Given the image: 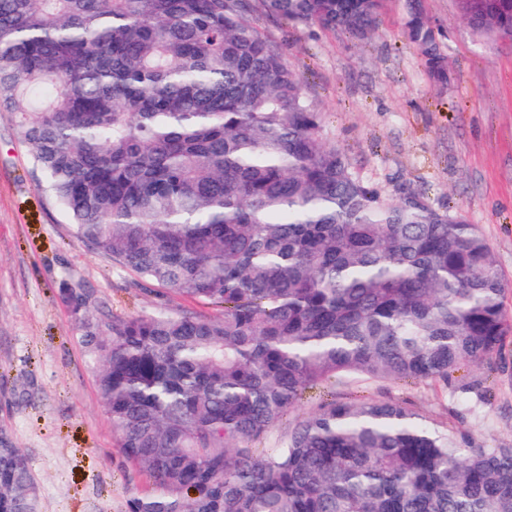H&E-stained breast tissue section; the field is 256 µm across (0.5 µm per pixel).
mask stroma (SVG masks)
Instances as JSON below:
<instances>
[{"mask_svg":"<svg viewBox=\"0 0 512 512\" xmlns=\"http://www.w3.org/2000/svg\"><path fill=\"white\" fill-rule=\"evenodd\" d=\"M448 47L450 80L433 84L401 34L405 0H386L379 30L347 34L295 28L252 0L250 19L302 76L327 141L370 185L393 196L409 185L434 206L480 227L512 280V46L479 49L456 0H425ZM43 175L0 112V424L23 448L41 512H125L149 478L122 455L62 290L93 313L128 316L153 297L134 273L78 239L40 187ZM361 395L400 401L484 446L512 444V334L481 367L448 382L378 380L306 390L267 438L276 446L296 418L323 401Z\"/></svg>","mask_w":512,"mask_h":512,"instance_id":"35a3bbf8","label":"stroma"}]
</instances>
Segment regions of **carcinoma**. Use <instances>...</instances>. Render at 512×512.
Returning a JSON list of instances; mask_svg holds the SVG:
<instances>
[{
    "label": "carcinoma",
    "mask_w": 512,
    "mask_h": 512,
    "mask_svg": "<svg viewBox=\"0 0 512 512\" xmlns=\"http://www.w3.org/2000/svg\"><path fill=\"white\" fill-rule=\"evenodd\" d=\"M262 2L359 41L385 7ZM457 4L477 45L512 44V0ZM249 9L0 0V110L76 236L152 285L133 316L73 305L120 451L152 479L126 512H512V446H471L403 403L326 401L256 447L313 386L487 361L512 333V282L477 225L363 180ZM403 28L447 84L422 0ZM172 295L201 309L159 306ZM0 512H40L3 425Z\"/></svg>",
    "instance_id": "cac0c4a2"
}]
</instances>
